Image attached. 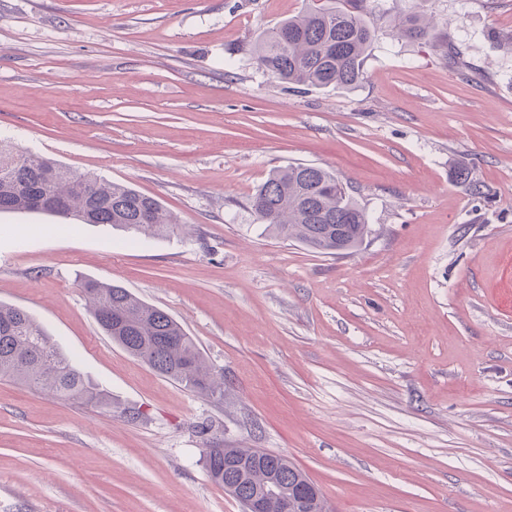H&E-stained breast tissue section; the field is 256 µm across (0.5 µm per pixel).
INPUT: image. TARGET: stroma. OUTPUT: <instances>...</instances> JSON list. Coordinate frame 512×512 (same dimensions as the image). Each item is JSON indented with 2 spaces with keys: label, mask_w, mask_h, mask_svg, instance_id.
Returning <instances> with one entry per match:
<instances>
[{
  "label": "stroma",
  "mask_w": 512,
  "mask_h": 512,
  "mask_svg": "<svg viewBox=\"0 0 512 512\" xmlns=\"http://www.w3.org/2000/svg\"><path fill=\"white\" fill-rule=\"evenodd\" d=\"M309 2L0 0V143L133 185L180 225L134 241L0 214V302L112 399L0 378V512H243L208 476L210 440L287 456L329 512H512V0H373L350 90L257 65L258 37ZM416 4L447 29L397 38ZM301 164L367 212L351 254L251 215ZM82 277L176 319L223 398L113 343Z\"/></svg>",
  "instance_id": "1"
}]
</instances>
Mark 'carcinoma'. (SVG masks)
<instances>
[{"label": "carcinoma", "instance_id": "carcinoma-1", "mask_svg": "<svg viewBox=\"0 0 512 512\" xmlns=\"http://www.w3.org/2000/svg\"><path fill=\"white\" fill-rule=\"evenodd\" d=\"M370 0H325L264 32L254 51L259 67L282 83L316 88L351 87L363 78L365 54L377 38L365 16ZM443 21L414 10L397 23L406 39H426ZM258 223L299 240L319 254L357 248L371 233L365 211L320 166L295 165L272 171L249 198ZM42 213L81 224H111L144 237L172 236L177 222L162 203L135 188L77 173L32 153L0 145V213ZM80 287L101 330L132 357L159 375L207 397L222 395V382L205 362L195 340L164 310L118 284L83 278ZM0 377L76 402L110 404L111 397L90 382L24 310L0 303ZM259 453L214 442L203 460L210 479L234 486L244 502L264 483L267 472L227 468ZM281 486L294 492L314 483L289 459L279 468Z\"/></svg>", "mask_w": 512, "mask_h": 512}]
</instances>
